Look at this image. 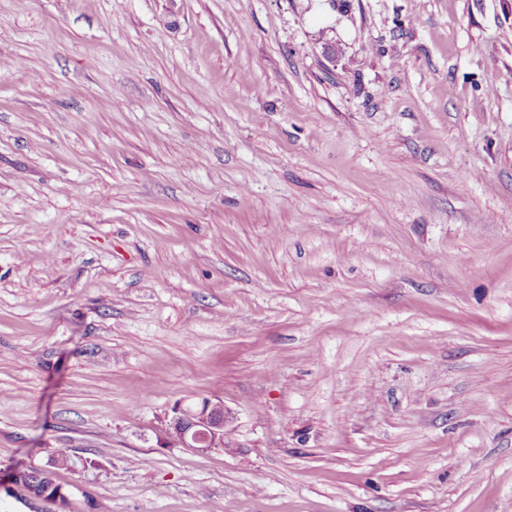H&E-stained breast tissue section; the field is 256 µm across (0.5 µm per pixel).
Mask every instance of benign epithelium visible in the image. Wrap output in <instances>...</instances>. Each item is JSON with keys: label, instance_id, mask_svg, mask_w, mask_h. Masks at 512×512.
Wrapping results in <instances>:
<instances>
[{"label": "benign epithelium", "instance_id": "benign-epithelium-1", "mask_svg": "<svg viewBox=\"0 0 512 512\" xmlns=\"http://www.w3.org/2000/svg\"><path fill=\"white\" fill-rule=\"evenodd\" d=\"M226 411L220 401L203 398L196 402H180L172 409L170 434L181 444L206 452L212 448H227L225 437ZM37 498L62 505V491L54 481L53 471L41 468L36 476Z\"/></svg>", "mask_w": 512, "mask_h": 512}]
</instances>
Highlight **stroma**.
<instances>
[{"label": "stroma", "mask_w": 512, "mask_h": 512, "mask_svg": "<svg viewBox=\"0 0 512 512\" xmlns=\"http://www.w3.org/2000/svg\"><path fill=\"white\" fill-rule=\"evenodd\" d=\"M60 448L66 512H512V0H0V512ZM226 411L220 401L203 398L196 402H179L172 409L170 434L181 444L206 452L224 448Z\"/></svg>", "instance_id": "obj_1"}]
</instances>
